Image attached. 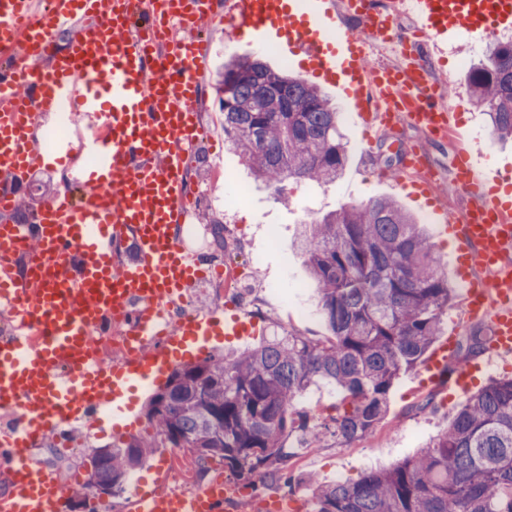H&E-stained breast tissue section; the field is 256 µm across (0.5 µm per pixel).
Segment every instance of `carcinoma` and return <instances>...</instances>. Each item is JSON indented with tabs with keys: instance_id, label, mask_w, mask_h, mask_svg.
<instances>
[{
	"instance_id": "1",
	"label": "carcinoma",
	"mask_w": 512,
	"mask_h": 512,
	"mask_svg": "<svg viewBox=\"0 0 512 512\" xmlns=\"http://www.w3.org/2000/svg\"><path fill=\"white\" fill-rule=\"evenodd\" d=\"M467 83L492 133L512 138V39L488 45ZM254 72L233 90L224 139L275 191L290 179L329 183L346 163L339 112L316 86L258 60L233 58L224 74ZM300 246L315 281L318 307L332 336L296 333L264 339L238 355L210 356L177 384L165 403L148 402V420L174 448L224 460L233 474H283L285 443L331 436L350 444L385 419L389 393L438 339L452 288L430 238L390 198L342 204L305 225ZM466 338L457 372L487 349ZM339 395L336 415L321 422L300 407L313 387ZM145 461L139 440L93 454L97 485L117 495ZM311 512H512V376L495 378L467 398L448 428L415 455L356 481L313 484Z\"/></svg>"
}]
</instances>
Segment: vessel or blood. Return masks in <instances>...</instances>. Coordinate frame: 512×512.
Segmentation results:
<instances>
[{
  "label": "vessel or blood",
  "instance_id": "obj_1",
  "mask_svg": "<svg viewBox=\"0 0 512 512\" xmlns=\"http://www.w3.org/2000/svg\"><path fill=\"white\" fill-rule=\"evenodd\" d=\"M434 44L458 30L483 35L512 26V0H401ZM228 15L258 46L277 44L312 76L342 91L365 128L409 125L433 139L452 125L446 95L419 45L384 23L380 0H0V309L14 314L0 336V512H62L66 494L35 467L29 448L77 425L136 424L132 393L159 384L169 365L204 354L224 338L254 335L237 313L167 311L204 279L208 263L192 244V194L185 167L199 139L194 104L209 42L205 24ZM359 18L354 33L344 15ZM72 37L65 49L56 39ZM392 44L404 63H366L368 43ZM92 140L62 141L56 153L93 163L74 178L77 197L37 206L13 220L18 189L51 156L36 133L61 102ZM414 150L400 188L424 200L440 232H452L464 290L463 317L491 329L489 350L512 356V201L487 192L490 174L470 153L456 181L473 199L463 217L437 203L431 184L408 181L426 168ZM125 316L122 355L104 361L98 339ZM455 351L445 339L425 364L431 380ZM139 485L132 512H235L239 485L216 481L185 496L165 488L166 459Z\"/></svg>",
  "mask_w": 512,
  "mask_h": 512
}]
</instances>
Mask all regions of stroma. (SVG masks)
Returning a JSON list of instances; mask_svg holds the SVG:
<instances>
[{
  "label": "stroma",
  "mask_w": 512,
  "mask_h": 512,
  "mask_svg": "<svg viewBox=\"0 0 512 512\" xmlns=\"http://www.w3.org/2000/svg\"><path fill=\"white\" fill-rule=\"evenodd\" d=\"M210 55L204 74V92L198 104V119L209 129L210 136L191 153L187 177L195 189L197 217L193 233L196 244L203 248L209 262L227 263L243 269L241 280L231 294H215L203 284L190 292V304L200 311L236 306L238 312L259 320V335L224 343L220 353H240L259 344L260 340L283 332H296L320 339L329 330L317 311V295L303 255L296 249L304 223L321 217L345 203H361L377 197L396 199L401 207L424 224L436 254L448 270L452 287L460 281L454 273L455 259L452 238L440 237L430 224L426 209L402 196L395 186L391 170L401 167L405 154L425 147L434 166L448 162V149L440 142L423 141L420 133L402 126L388 133L364 134L351 118L347 102L334 87L325 92L340 114V128L347 142L348 161L341 176L329 184L304 180H288L283 193L255 182L243 158L224 140V127L219 124L217 76L225 64L235 57L260 58L272 70L299 75L296 63L277 47L256 50L243 38L234 37L223 22H214L208 32ZM491 41L490 36L468 40L449 39L447 48L424 47L435 81L454 87L457 95L468 97L466 76L481 57L480 50ZM466 136L464 149L478 154L482 166L499 174H512V140L494 139L485 115L475 105H468L462 114ZM222 165L232 181L248 184L250 199L236 206L224 204L222 188L212 186L215 165ZM224 225L222 237H215L214 225ZM309 310L306 319L297 318L296 308ZM454 379L445 385L429 382L423 366L403 374L389 395V410L377 430L364 440L348 445L327 439L316 444H299L289 439L293 454L287 462L300 490L299 501H306L304 491L309 481L336 482L357 479L372 469H383L415 454L429 440L444 431L458 404L451 401ZM148 392H141L135 413L138 424L128 435H115L111 430H89L83 427L64 431L32 448V460L57 478L68 498H77L88 476L90 458L95 449L128 442L130 437L153 435L144 411Z\"/></svg>",
  "instance_id": "35a3bbf8"
}]
</instances>
